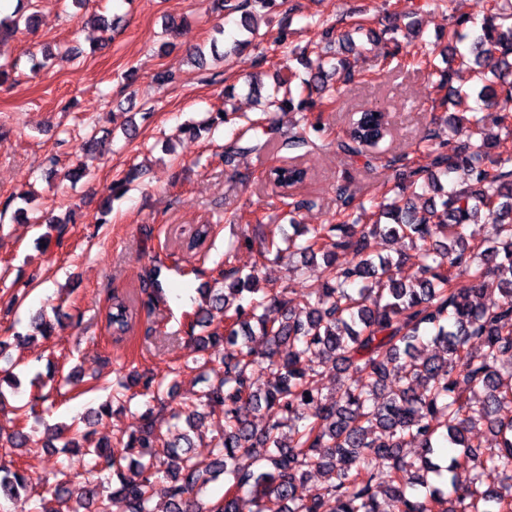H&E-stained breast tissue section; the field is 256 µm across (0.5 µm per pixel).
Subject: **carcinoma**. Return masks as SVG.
<instances>
[{"label": "carcinoma", "mask_w": 512, "mask_h": 512, "mask_svg": "<svg viewBox=\"0 0 512 512\" xmlns=\"http://www.w3.org/2000/svg\"><path fill=\"white\" fill-rule=\"evenodd\" d=\"M275 5L224 0V9L241 13L249 33L234 47L261 38L253 16ZM32 21L17 8L0 18V32ZM448 40L470 41L458 65L480 80L477 97L488 113L455 119L446 140L434 130V170L404 164L405 191L381 202L372 222L364 221V203L341 183L337 223L299 229L297 216L312 201L297 189L310 173L295 157L279 167L283 181L268 183L293 233L268 242L261 256L269 263L320 258L322 286L300 294L294 305L287 288L258 287L256 268L224 270V288L211 308L190 321L192 331L210 328L192 337L193 361L206 381L197 401L172 411L165 434L148 410L127 441L82 449L90 471L109 476L76 497L56 484L57 506L42 512H153L158 495L168 499L170 512H381L383 500L400 512H512V366L502 372L503 358L512 359V153L491 152L495 144L485 135L490 121L512 137V11L495 2L472 32L453 28ZM386 57L433 68L428 56L402 52L397 40ZM307 66L299 92L292 78L282 79L267 111L302 113L306 91L326 96L327 105L335 102L340 89L328 87L330 69L346 87L355 80L347 59L319 54ZM231 97L225 92L226 108L211 113L204 129L232 120ZM319 124L302 115L288 140L256 144L246 137L249 126L224 154L313 148L310 133H320ZM394 131L384 106L363 108L348 116L336 149L369 163ZM428 182L440 203L419 209L411 196ZM383 217L392 223H381ZM480 218L493 224L494 236L465 237L464 226ZM212 232V225L198 224L182 247L198 251ZM380 233L408 241L415 259L367 253V237ZM340 252L351 259L337 262ZM159 291L146 274L139 291L112 294L106 329L113 342L124 340ZM260 362L267 372L263 390L255 388ZM328 366L340 375L336 397L314 380ZM116 385L139 387L155 401L166 393L163 383L134 367L119 368ZM199 406L224 408V431L205 466L191 455ZM482 425L496 447H483ZM313 470L323 478L315 490L307 486ZM221 477L228 482L224 496L202 498ZM27 481L26 470L0 464V497L17 496Z\"/></svg>", "instance_id": "carcinoma-1"}]
</instances>
